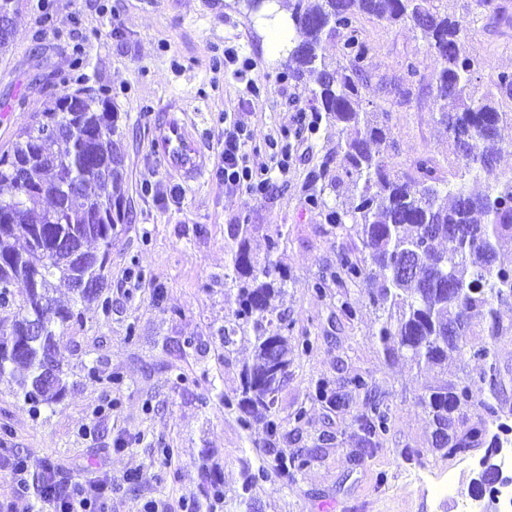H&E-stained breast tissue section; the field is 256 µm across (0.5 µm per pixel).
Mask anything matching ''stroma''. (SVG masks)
I'll return each mask as SVG.
<instances>
[{
	"label": "stroma",
	"instance_id": "stroma-1",
	"mask_svg": "<svg viewBox=\"0 0 512 512\" xmlns=\"http://www.w3.org/2000/svg\"><path fill=\"white\" fill-rule=\"evenodd\" d=\"M288 15L283 4L268 19L238 0H18L14 41L0 56V106L11 114L0 122V149L48 101L80 88L109 99L118 115L113 140L124 161L126 215L105 271L110 312L94 303L81 307L58 346L71 371L65 399L31 413L11 373L0 374V501H10L12 512H46L38 490L48 461L58 485H101L108 512H144L150 501L158 512H189L207 448L215 451L225 488L240 489L243 460L267 472L257 512H470L481 450L463 459L430 453L418 397L434 373L387 361L374 339L379 322L367 282L330 277L339 248L358 256L362 243L325 218L346 200L336 184L342 170L320 175L336 139L310 130L297 114L310 108L311 92L283 67L289 46L301 39ZM463 20L480 84L493 86L499 73L512 72V0L471 5ZM358 30L369 47L363 106L391 114V170H411L424 157L452 170L455 157L431 94L438 63L420 33L365 18ZM228 46L255 61L250 78L260 96L248 93L250 78L221 67ZM78 56L80 68L73 65ZM410 63L416 76L407 74ZM169 108L193 126L204 149L205 171L190 183L167 174L152 152L154 124ZM228 118L249 134L250 163L273 170L265 196L224 195ZM283 136L292 149L280 173L271 144ZM146 179L151 188H143ZM238 224L253 225L251 247L260 260L267 235L282 228L278 259L288 280L271 307L287 312L293 336L313 344L295 355L277 395L274 438L260 420L243 429L238 408L224 404L237 395L241 368L253 357L247 342L225 354L217 337L236 307L224 274ZM346 301L353 314L345 313ZM90 367L96 378L87 377ZM116 372L123 377L118 385L109 381ZM357 375L370 389L353 388ZM375 402L389 410L388 430L375 438L376 452L359 460L356 419ZM300 408L305 416L298 421ZM412 448L428 449L425 464L405 458ZM297 450L312 456L311 465L282 477L281 456ZM18 458L29 479L24 496L14 493ZM447 475L454 484L436 497L433 483Z\"/></svg>",
	"mask_w": 512,
	"mask_h": 512
}]
</instances>
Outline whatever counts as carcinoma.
Returning a JSON list of instances; mask_svg holds the SVG:
<instances>
[{
    "label": "carcinoma",
    "instance_id": "carcinoma-1",
    "mask_svg": "<svg viewBox=\"0 0 512 512\" xmlns=\"http://www.w3.org/2000/svg\"><path fill=\"white\" fill-rule=\"evenodd\" d=\"M287 2L289 21L302 40L288 49L284 66L288 77L311 85L316 120L336 129V157L325 158L321 172L340 160L350 192L349 207L330 209L326 219L355 232L365 250L354 258L341 248L336 278L373 281L370 301L382 317L377 339L388 359L403 357L437 371L419 397L432 428L433 450L454 458L483 448L481 460L489 468L491 450L512 444V426L506 423L512 407L503 399L493 349L499 337L512 335V323L504 325L497 310L512 302V265L499 260L503 244L512 242V172L495 177L481 192L467 183L494 170L501 130L512 125V111L503 109L497 92L512 90V74H499L494 90L477 85V61L452 7L456 0ZM361 17L411 25L437 57L433 101L457 161L453 185L429 160L419 161L411 172L391 173L380 150L390 133L386 113L362 107L367 47L355 36ZM338 36L349 57L346 66L326 54V44ZM99 102L94 95L82 108L67 111L60 100L51 101L31 119L62 126L67 133L37 143L28 123L0 151V307L12 302L15 284H24L12 320L0 322V373L18 372L23 401L34 410L59 403L66 393L69 372L57 358V340L78 319V305L100 298L122 219L123 159L113 140L118 116ZM250 236L251 225H236L224 279L236 287L238 306L219 330L228 355L238 341L252 340L253 362L241 369L237 402L244 428L249 415L272 410L294 353L312 348L310 340L288 336L287 318L270 310V300L287 283L286 270L274 259L285 241L283 231L278 227L267 237L262 261L252 255ZM59 240L79 252L77 261L59 254L49 262L48 250ZM37 272L41 276L34 285ZM85 281L92 287H77ZM59 283L71 291L68 305L54 297ZM34 321L42 325L37 337L28 335ZM450 354L463 363L480 360L483 368L448 379L444 365ZM47 370L55 373L51 384L43 381ZM387 420L386 410L377 405L357 419L366 431L363 452H375L371 438L387 431ZM311 461L293 452L281 473L303 470ZM199 469L210 480L198 485L193 499L207 501L208 512L218 505L224 512H255L248 493L267 478L263 470L254 472L243 462V493L230 497L212 451L203 452Z\"/></svg>",
    "mask_w": 512,
    "mask_h": 512
}]
</instances>
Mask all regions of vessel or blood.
I'll return each instance as SVG.
<instances>
[{
	"label": "vessel or blood",
	"instance_id": "vessel-or-blood-1",
	"mask_svg": "<svg viewBox=\"0 0 512 512\" xmlns=\"http://www.w3.org/2000/svg\"><path fill=\"white\" fill-rule=\"evenodd\" d=\"M154 153L164 170L183 181L197 180L205 169V156L187 122L166 113L155 124Z\"/></svg>",
	"mask_w": 512,
	"mask_h": 512
}]
</instances>
